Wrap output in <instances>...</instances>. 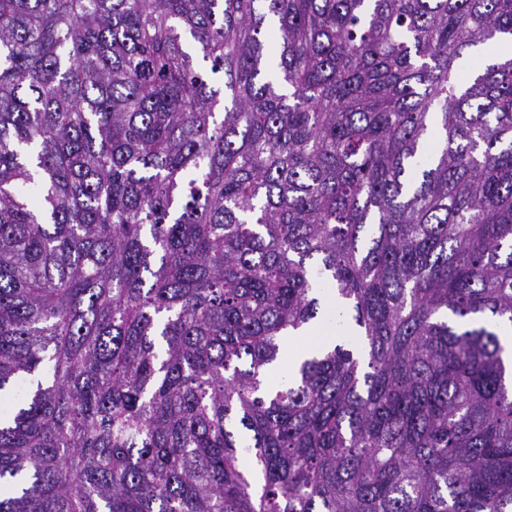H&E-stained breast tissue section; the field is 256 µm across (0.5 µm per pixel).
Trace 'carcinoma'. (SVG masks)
Here are the masks:
<instances>
[{
    "mask_svg": "<svg viewBox=\"0 0 512 512\" xmlns=\"http://www.w3.org/2000/svg\"><path fill=\"white\" fill-rule=\"evenodd\" d=\"M510 43L512 0H0V512H512ZM335 333H328L321 325L311 326L303 336H290L289 347L293 350L292 365L299 363L319 348L328 336L335 338Z\"/></svg>",
    "mask_w": 512,
    "mask_h": 512,
    "instance_id": "cac0c4a2",
    "label": "carcinoma"
}]
</instances>
